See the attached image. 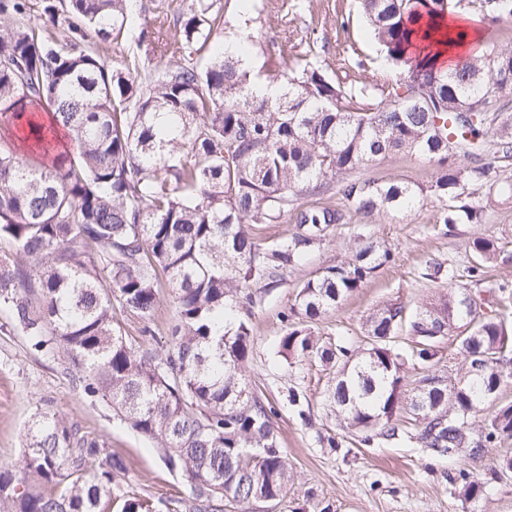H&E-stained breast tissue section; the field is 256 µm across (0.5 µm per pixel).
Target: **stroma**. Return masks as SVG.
<instances>
[{
	"instance_id": "35a3bbf8",
	"label": "stroma",
	"mask_w": 512,
	"mask_h": 512,
	"mask_svg": "<svg viewBox=\"0 0 512 512\" xmlns=\"http://www.w3.org/2000/svg\"><path fill=\"white\" fill-rule=\"evenodd\" d=\"M139 25L117 40L102 42L104 57L113 68H124L140 50V29L173 34L176 20L197 8V0H137ZM224 14L225 34L246 33L255 70L316 67L345 89L368 87L381 101V82L401 79L402 69L389 63L362 17L358 0H214ZM437 164L429 158L398 152L357 170L362 179L402 180L429 187ZM441 205L433 196L410 212L380 210L368 217L346 215L295 269L269 292L258 293L248 323L251 353L243 368L248 388L274 406L273 418L294 480L286 499L273 512H512V474L493 479L498 455L512 452V439L484 448L466 462L435 457L421 448L406 425L398 438L385 441L348 432L336 418L328 399L335 375L311 356L289 359L277 353L286 334L284 319L294 305L300 285L323 269L347 261L357 236L372 238L392 251L390 262L379 267L357 291L345 297L311 329L320 343H336L360 350L365 346L363 322L383 303L394 301L408 310L419 309L448 287L447 275L426 279V262L435 258L464 271L473 261L469 241L488 237L502 242L504 251L490 263L488 280L512 285V200L486 210L481 223L459 224L444 232L438 222ZM159 303L151 320L115 310L114 316L129 338L148 334L159 348L170 339L177 319L168 284L158 288ZM65 357L34 355L27 336L0 312V466L16 467L22 460L25 433L41 412L78 424L124 456L128 470L120 488L154 501L160 512H178L189 486L165 466L153 442L121 419L110 402L87 397L66 371ZM297 401H290V393ZM336 447H329V440ZM488 485L476 504L458 495L461 474Z\"/></svg>"
}]
</instances>
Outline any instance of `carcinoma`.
Here are the masks:
<instances>
[{"mask_svg": "<svg viewBox=\"0 0 512 512\" xmlns=\"http://www.w3.org/2000/svg\"><path fill=\"white\" fill-rule=\"evenodd\" d=\"M479 11L493 23L512 18V0H360L387 59L406 71L416 97L370 106L320 70L303 67L283 82L262 77L224 53V13L199 3L160 51L178 60L152 68L133 57L112 69L91 48L136 26L133 0H42V25L24 23L27 0H0V118L14 133L0 141V308L35 351L66 356L84 394L110 403L155 442L166 467L185 477L180 512H226L263 499L281 502L292 473L279 448L275 411L246 389L248 321L233 306L254 302L298 267L344 213L299 211L297 229L266 244L251 227L272 224L293 198L331 183L348 209L413 210L424 189L405 181L352 179L393 152L433 159L431 191L439 223L479 224L485 210L512 199L493 162L512 160V46H493L445 71L434 62L436 18ZM64 30H59L62 25ZM209 51L199 67L195 55ZM282 91L257 96L251 86ZM484 190L470 199L466 190ZM467 276L448 269V292L407 312L387 302L363 322L366 351L317 345L306 323L319 319L392 253L371 239L352 257L299 288L278 354H316L337 368L336 417L352 431L398 436L403 376L394 338L412 336V356L428 380L435 339L457 323L463 362L455 393L431 388L435 415L414 437L448 457L479 429L478 451L512 438V401L484 409L485 393L512 379V289L482 285L484 264L499 255L494 239L469 243ZM166 277L178 312L167 349L132 342L114 325V306L148 320ZM480 304L466 303L469 295ZM19 469L0 467L3 512H106L127 462L100 440L50 413L28 428ZM459 494L477 503L485 483L466 480Z\"/></svg>", "mask_w": 512, "mask_h": 512, "instance_id": "cac0c4a2", "label": "carcinoma"}]
</instances>
